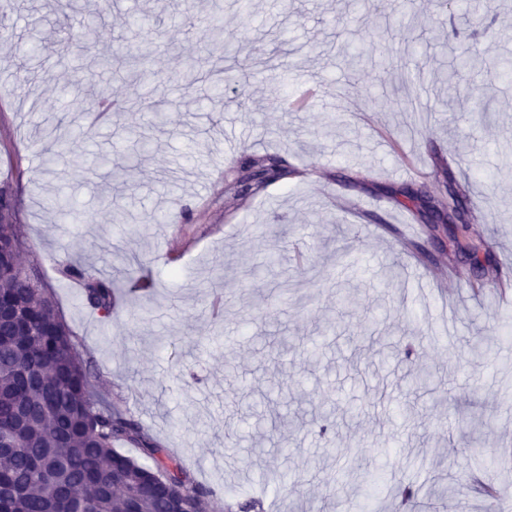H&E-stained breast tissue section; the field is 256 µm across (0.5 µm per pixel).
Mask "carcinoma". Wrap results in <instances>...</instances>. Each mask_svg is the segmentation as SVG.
<instances>
[{
    "label": "carcinoma",
    "instance_id": "cac0c4a2",
    "mask_svg": "<svg viewBox=\"0 0 512 512\" xmlns=\"http://www.w3.org/2000/svg\"><path fill=\"white\" fill-rule=\"evenodd\" d=\"M70 15H81L82 41L61 43L59 60L91 52L102 42V15L86 10L82 0H67ZM202 40L217 47L227 43L221 7L201 19ZM153 44L135 53L113 47L97 64L112 67L125 64L130 79L145 76ZM212 85L207 100L222 99L224 86L233 81L227 68ZM56 136L44 148L47 163H56L54 145L68 144L71 163L109 164L90 150L86 134L58 124ZM139 150L123 157L121 168H137L153 146L146 131L131 134ZM244 175L234 182L236 195L262 194L268 186L296 175L275 155L251 158L241 166ZM447 190L434 200L448 212V220L469 211L465 191L451 170H446ZM22 238L17 226L0 217V512H160L164 497H187L198 512H209L214 491L197 485L180 463L158 446L141 427L125 418L112 404L99 398L90 372L72 342L70 331L57 312L54 294L43 275L29 277L18 262L17 242ZM451 252L465 256L481 273L476 289L484 288L491 261L486 243L471 222L462 221L451 242ZM63 277L82 283V302L108 318L112 296L122 289L133 297L151 287L146 279L132 281L115 270L109 278L80 263L61 270ZM415 349L403 338L382 346L384 359H411ZM136 444L154 460L148 467L116 450V445ZM405 512H437L430 498H443L433 489L411 478L396 485Z\"/></svg>",
    "mask_w": 512,
    "mask_h": 512
}]
</instances>
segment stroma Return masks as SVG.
Here are the masks:
<instances>
[{"instance_id": "1", "label": "stroma", "mask_w": 512, "mask_h": 512, "mask_svg": "<svg viewBox=\"0 0 512 512\" xmlns=\"http://www.w3.org/2000/svg\"><path fill=\"white\" fill-rule=\"evenodd\" d=\"M20 2L45 21L31 30L17 12L7 15L17 36L0 42V187L29 242L27 261L42 271L73 343L91 361L98 396L179 459L194 483L214 490L210 512L250 497L268 512H335L346 497L364 503V512H401L393 479L444 483L449 470L465 477L478 466L497 499L469 483L444 499L442 512H512V337L490 355L474 345L498 328L512 330V290L474 292L469 266L449 268L448 242L430 238L386 192L404 185L400 171L409 166L420 170L415 183L441 192L434 161L443 159L468 193L499 279L512 283V81L490 67L512 57V39L498 36L512 31V0H493L478 28L461 11L440 19L438 0H390L387 16L374 0H251L247 14L223 0L232 72L247 93L225 90L222 103L205 109L199 103L212 85L214 55L196 20L211 0H194L192 15L182 0H169L151 33L158 48L150 70L165 81L150 100L140 84L56 63L49 49L79 37L78 18L62 16L57 0ZM156 5L106 0V44L135 51L140 39L128 16ZM347 47L358 64L343 66ZM467 49L481 66L449 79ZM404 52L427 60L422 78L411 81L421 97L411 112L399 111V77L385 71L389 55ZM284 56L294 65L291 80L276 70L257 77L263 61ZM187 69L203 72V81L172 91L169 79ZM99 82L121 105L95 139L112 160L130 151L128 131L145 127L149 102L168 115L152 133L153 151L126 175L122 224L110 220L87 169L51 171L41 154L45 120L64 114L59 89L73 86L72 108L91 113ZM473 85L484 92L488 117L455 133L452 113L434 105ZM286 102L291 111H283ZM268 154L297 177L257 197L225 196L238 161ZM60 183L81 224L62 223L48 204ZM153 212L165 222L151 225V238L129 233ZM269 256L278 259L273 271L250 277ZM73 260L104 273L142 264L153 283L149 310L121 298L107 320L85 308L80 287L60 275ZM366 323L376 324L381 341L412 338L414 364L382 363L378 344L356 338ZM280 336L292 339V350L279 353ZM310 347L319 365L305 357ZM414 366L457 386L421 396L409 417ZM264 393L272 429L256 428L251 409ZM326 405L335 410L328 441L313 421ZM270 471L289 479L266 483Z\"/></svg>"}]
</instances>
